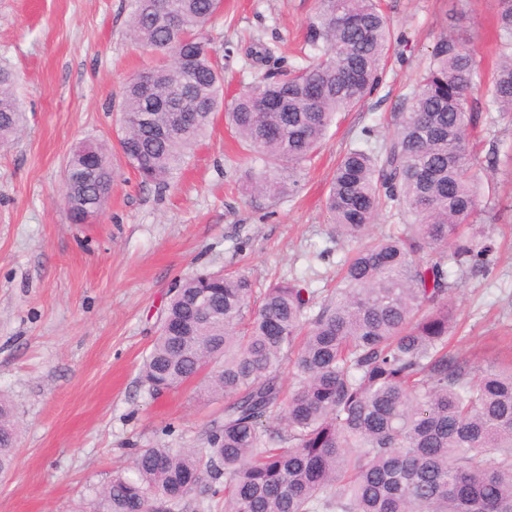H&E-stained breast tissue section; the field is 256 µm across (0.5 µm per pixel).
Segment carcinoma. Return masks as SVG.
I'll use <instances>...</instances> for the list:
<instances>
[{"label":"carcinoma","mask_w":512,"mask_h":512,"mask_svg":"<svg viewBox=\"0 0 512 512\" xmlns=\"http://www.w3.org/2000/svg\"><path fill=\"white\" fill-rule=\"evenodd\" d=\"M499 60L483 94L476 53L441 37L411 104L374 148L336 165L326 209L336 236L358 243L322 301L288 281L256 293L245 273L178 280L141 382L162 395L195 379L224 399L200 448H143L134 476L116 474L91 512H184L194 496L223 512H512V369L484 371L448 349V294L487 261L467 131L482 114H512V0H499ZM224 0H130L127 34L158 63L129 76L118 154L140 183L167 187L218 112L261 170L252 188L294 191L340 112L384 78L391 30L377 0H320L306 39L311 64L258 80L224 103L209 37ZM0 70V141L23 112ZM186 106L181 124L173 109ZM117 175L111 146L82 143L63 185L69 221L104 207ZM389 234L371 232L383 213ZM294 383L284 387L288 365ZM19 424L0 395V474L15 467Z\"/></svg>","instance_id":"carcinoma-1"}]
</instances>
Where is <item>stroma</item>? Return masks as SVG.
<instances>
[{"label":"stroma","instance_id":"35a3bbf8","mask_svg":"<svg viewBox=\"0 0 512 512\" xmlns=\"http://www.w3.org/2000/svg\"><path fill=\"white\" fill-rule=\"evenodd\" d=\"M394 41L386 75L361 110L338 116L296 190L251 195L252 162L223 114L169 188L126 166L99 215L73 224L64 163L88 139L115 142L127 77L155 60L126 36L129 0H0V65L16 78L22 135L0 143V393L22 425L16 465L0 476V512H81L142 448H196L224 404L199 384L152 396L139 367L174 283L202 270L281 280L323 296L353 248L325 210L338 159L374 129L381 143L408 107L440 36L494 63L498 0H382ZM318 0H224L211 28L224 95L299 63ZM273 51L260 58L262 48ZM498 201L485 268L450 296L453 343L472 363L512 364V159L482 169Z\"/></svg>","mask_w":512,"mask_h":512}]
</instances>
